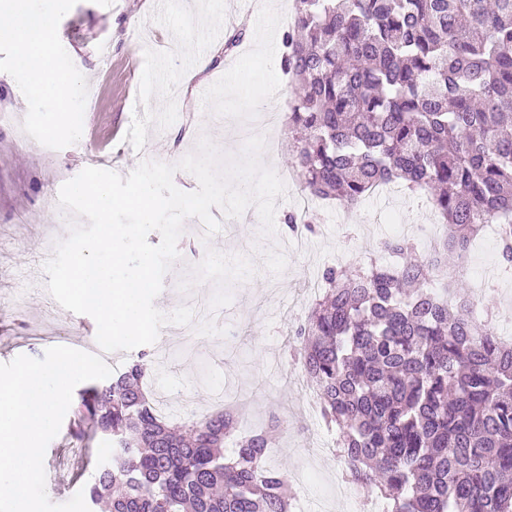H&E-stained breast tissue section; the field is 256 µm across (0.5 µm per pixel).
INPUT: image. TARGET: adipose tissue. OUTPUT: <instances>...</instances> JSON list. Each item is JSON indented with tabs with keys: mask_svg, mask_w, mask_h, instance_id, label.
I'll return each mask as SVG.
<instances>
[{
	"mask_svg": "<svg viewBox=\"0 0 512 512\" xmlns=\"http://www.w3.org/2000/svg\"><path fill=\"white\" fill-rule=\"evenodd\" d=\"M0 36L23 45L25 58L19 66L26 74L31 87L50 94L55 102L54 120L50 132L68 127L73 104L70 97V80L60 74L56 62L51 28L44 16L38 12L13 7L12 23L0 29Z\"/></svg>",
	"mask_w": 512,
	"mask_h": 512,
	"instance_id": "obj_1",
	"label": "adipose tissue"
}]
</instances>
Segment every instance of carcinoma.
<instances>
[{
	"label": "carcinoma",
	"mask_w": 512,
	"mask_h": 512,
	"mask_svg": "<svg viewBox=\"0 0 512 512\" xmlns=\"http://www.w3.org/2000/svg\"><path fill=\"white\" fill-rule=\"evenodd\" d=\"M281 68L296 82L288 129L301 192L355 210L400 183L447 228L432 256L391 237V265L327 267L323 297L294 336L351 482L387 512H512V345L448 283L486 224L512 263V0H296ZM292 232H311L293 212ZM151 353L78 393L74 429L112 442L88 452V507L107 512H288V481L265 465L275 418L236 435L238 405L176 432L146 395ZM233 445L224 457V443Z\"/></svg>",
	"instance_id": "carcinoma-1"
}]
</instances>
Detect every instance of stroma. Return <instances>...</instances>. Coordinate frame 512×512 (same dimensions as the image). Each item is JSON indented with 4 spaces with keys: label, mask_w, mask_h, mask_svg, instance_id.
Listing matches in <instances>:
<instances>
[{
    "label": "stroma",
    "mask_w": 512,
    "mask_h": 512,
    "mask_svg": "<svg viewBox=\"0 0 512 512\" xmlns=\"http://www.w3.org/2000/svg\"><path fill=\"white\" fill-rule=\"evenodd\" d=\"M31 5L52 20L59 71L79 75L71 96L85 121L76 131L43 138L53 102L29 87L16 67L12 42L0 39V111L11 116L0 123V363L20 354L39 358L61 343L74 348L97 331L91 316L65 310L30 285L34 271L44 267L47 225L58 224V239L69 234L68 225L58 222L59 190L92 159L125 177L145 159L177 163L203 135L221 152L235 155L243 147L234 131L240 113L270 108L276 122L265 151L277 156L274 170L287 180L276 221L296 211L301 197L287 178L289 100L268 95L270 84H291L280 58L294 0H262L249 19L241 16L240 0H32ZM243 23L245 40L234 54L224 55L226 36ZM202 57L209 64L201 70L196 63ZM229 77L236 93L226 91ZM211 213L223 226L207 243L198 237L194 219L185 221L178 240L181 258L167 273L156 307L168 314L210 299L213 282L198 283L187 293L178 287L207 248L246 254L255 273L232 283L231 304L205 321H193L177 334L161 329L152 349L165 360L148 371L151 395L173 422L221 410L228 401L240 404L243 433L278 417L281 438L268 465L290 479L299 472L308 476L305 488L295 492L292 512H346L336 499L345 466L321 452L337 433L311 412L310 384L290 336L313 303L303 294L306 280H320L325 267L339 263L365 264L376 244L397 235L399 226L426 223V202L376 194L347 224L340 223V210L324 206L315 234L299 251L284 250V230L263 236L255 211L230 222L219 208ZM499 262V238L485 230L469 249L465 277H494L492 291L478 300L491 313L512 304V272L497 277ZM83 456L69 424H62L44 458L51 502L69 500L80 489Z\"/></svg>",
    "instance_id": "stroma-1"
}]
</instances>
